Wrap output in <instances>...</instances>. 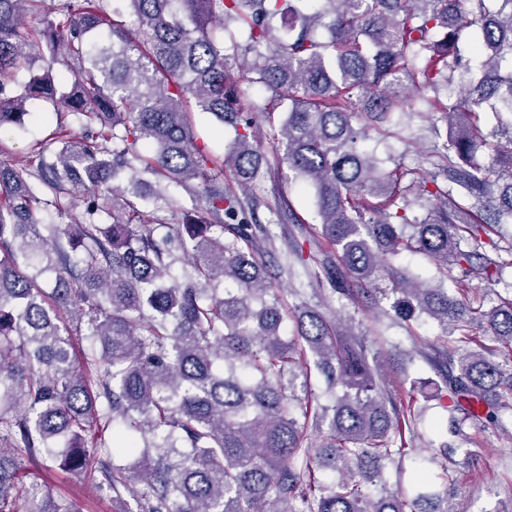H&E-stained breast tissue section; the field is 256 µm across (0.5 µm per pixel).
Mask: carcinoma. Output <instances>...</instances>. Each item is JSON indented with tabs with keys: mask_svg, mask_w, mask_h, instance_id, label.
I'll return each instance as SVG.
<instances>
[{
	"mask_svg": "<svg viewBox=\"0 0 512 512\" xmlns=\"http://www.w3.org/2000/svg\"><path fill=\"white\" fill-rule=\"evenodd\" d=\"M124 2L134 30L112 0H0V129L23 126L33 97L70 119L55 147L0 162V512H79L24 483L39 458L99 473L118 504L142 485L136 512H456L448 466L429 492L389 487L421 414L328 306L386 299V316L434 321L455 343L426 356L444 373L451 432L506 430L512 283L469 298L383 257L423 253L443 278L490 287L512 268V238L489 237L512 223V0ZM42 43L41 73L20 81ZM256 86L270 96L246 98ZM413 99L455 134L434 172L384 171L358 144L400 125ZM196 112L234 128L223 156L197 143ZM260 116L269 152L253 141ZM284 164L320 218L324 259L292 248L314 303H286L263 261L250 190ZM169 183L190 206H142ZM265 207L270 224L299 223L284 201ZM42 269L56 272L50 292ZM108 430L110 444L97 437Z\"/></svg>",
	"mask_w": 512,
	"mask_h": 512,
	"instance_id": "carcinoma-1",
	"label": "carcinoma"
}]
</instances>
